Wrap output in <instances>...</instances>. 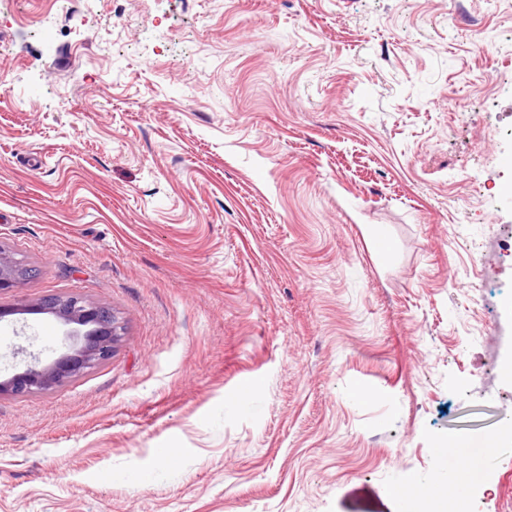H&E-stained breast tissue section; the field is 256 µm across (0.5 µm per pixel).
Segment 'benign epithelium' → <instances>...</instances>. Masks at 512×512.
<instances>
[{
  "instance_id": "benign-epithelium-1",
  "label": "benign epithelium",
  "mask_w": 512,
  "mask_h": 512,
  "mask_svg": "<svg viewBox=\"0 0 512 512\" xmlns=\"http://www.w3.org/2000/svg\"><path fill=\"white\" fill-rule=\"evenodd\" d=\"M26 274L28 270L0 247V291L15 287ZM40 310L74 326L69 334V352L48 365L31 364L0 382V394L25 396L49 391L112 357L120 339V326L109 308L70 294L45 299Z\"/></svg>"
}]
</instances>
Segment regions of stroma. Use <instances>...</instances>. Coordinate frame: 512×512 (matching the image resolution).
Listing matches in <instances>:
<instances>
[{"label": "stroma", "mask_w": 512, "mask_h": 512, "mask_svg": "<svg viewBox=\"0 0 512 512\" xmlns=\"http://www.w3.org/2000/svg\"><path fill=\"white\" fill-rule=\"evenodd\" d=\"M0 247V381L121 327L0 396V512H399L490 434L512 512V0H6ZM28 274L12 255L0 247V291L14 288L19 280ZM66 325H76L68 338L69 353L63 354L48 365L35 362L0 382V395L10 393L25 396L53 390L83 374L86 370L108 360L120 339L121 330L112 311L88 302L78 294L52 296L39 306Z\"/></svg>", "instance_id": "35a3bbf8"}]
</instances>
